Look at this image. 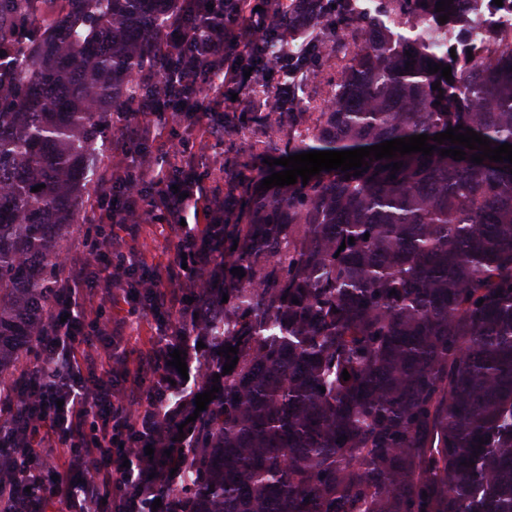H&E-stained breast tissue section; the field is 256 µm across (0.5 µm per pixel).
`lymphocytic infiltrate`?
Returning <instances> with one entry per match:
<instances>
[{"mask_svg": "<svg viewBox=\"0 0 512 512\" xmlns=\"http://www.w3.org/2000/svg\"><path fill=\"white\" fill-rule=\"evenodd\" d=\"M195 6V13L178 12L168 23L153 66L140 72L141 91L129 109L150 121L127 131L112 168L101 173L85 256L63 259L67 276L44 312L35 340L37 365L21 368L0 396V465L12 470L8 484H0V512H48L56 503L66 512H110L117 479L128 488L124 512H149L135 492L147 479L139 457L154 441L165 391L150 392L137 419H130L128 408L148 373L166 369L173 347L165 343L150 350L133 372L130 389L113 391L108 377L114 355L98 341L112 331L115 284L134 279L139 268L122 237L138 233L137 199L144 188H153L164 222L181 229L180 254L168 277L176 280L189 272L198 277L210 267L220 242L205 219L224 200L201 182L192 200L182 199L175 186L196 155L184 150L179 164H169L167 126L196 115L202 103L223 104L225 87L239 78L226 51L239 40L235 25L257 38L267 24L265 13L247 0H196ZM189 206L200 221L187 227L181 214ZM173 301L171 292L156 285L137 292L129 313L167 329L173 324ZM92 371L102 374L93 385L87 379ZM49 449L62 455L55 476L45 464ZM128 458L137 459V466L124 467Z\"/></svg>", "mask_w": 512, "mask_h": 512, "instance_id": "1", "label": "lymphocytic infiltrate"}]
</instances>
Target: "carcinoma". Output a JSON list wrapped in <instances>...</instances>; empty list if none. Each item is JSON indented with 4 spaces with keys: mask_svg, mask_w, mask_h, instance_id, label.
Instances as JSON below:
<instances>
[{
    "mask_svg": "<svg viewBox=\"0 0 512 512\" xmlns=\"http://www.w3.org/2000/svg\"><path fill=\"white\" fill-rule=\"evenodd\" d=\"M437 2L380 0L383 17L366 18L339 0L316 17L331 39L288 59L312 77L336 59V85L315 112L268 101L262 149L345 151L458 125L512 145V47L472 60L437 50L439 17L463 21L461 0ZM267 4L264 38L245 47L260 87L295 15L290 0ZM181 6L0 0V46L15 58L0 71V387L53 299L112 113L163 41L162 8ZM427 20L423 41L392 31ZM427 143V158L370 156L348 180L339 169L269 190L252 179L217 251L224 287L195 290L205 315L190 319L238 363L201 365L219 392L195 421L164 425L150 493L178 487L182 512H512V164ZM181 431L193 451L173 474L165 451Z\"/></svg>",
    "mask_w": 512,
    "mask_h": 512,
    "instance_id": "cac0c4a2",
    "label": "carcinoma"
}]
</instances>
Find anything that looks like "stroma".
Masks as SVG:
<instances>
[{
  "mask_svg": "<svg viewBox=\"0 0 512 512\" xmlns=\"http://www.w3.org/2000/svg\"><path fill=\"white\" fill-rule=\"evenodd\" d=\"M317 73L315 80L293 87L279 68H271L264 88L257 89L252 82L239 80L231 87L237 95L236 100H225L219 110H204L197 121L170 128L169 139L179 149L185 143L199 141L209 125L217 122L224 125L223 142L210 143L194 170L183 174L185 182L203 177L208 186H217L223 191L225 211L216 214V222H223L225 216L236 213L239 197L253 175L270 170L259 146L267 121V110L263 106L265 99L290 90L307 99H320L328 86L335 84L337 72L333 67L321 65ZM177 246V236L164 223L143 224L136 237L125 241L126 250L134 253L149 273H165ZM114 316L116 323L112 333L101 337L100 344L111 348L118 357L113 364L111 379L113 388L120 389L124 386V368H135L139 359L151 350L157 340V330L155 322L147 318H131L119 309L115 310Z\"/></svg>",
  "mask_w": 512,
  "mask_h": 512,
  "instance_id": "stroma-1",
  "label": "stroma"
}]
</instances>
